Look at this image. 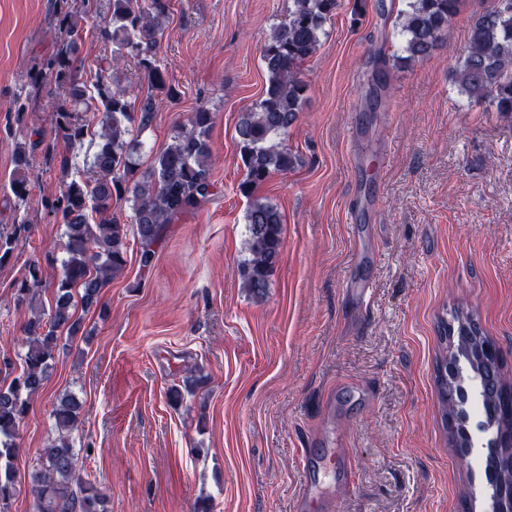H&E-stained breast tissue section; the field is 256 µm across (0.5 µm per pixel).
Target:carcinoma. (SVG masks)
<instances>
[{"label": "carcinoma", "mask_w": 512, "mask_h": 512, "mask_svg": "<svg viewBox=\"0 0 512 512\" xmlns=\"http://www.w3.org/2000/svg\"><path fill=\"white\" fill-rule=\"evenodd\" d=\"M287 16L276 26L261 52L266 83L253 107L241 114L236 127L244 178L238 185L249 201L245 224L246 252L240 266L244 288L264 295L269 276L283 246V215L278 206L254 196L272 175L294 168L297 157L284 144L297 122L308 89L300 66L321 46L324 25L338 7V0H291ZM463 0H407L398 14L405 37L406 60L431 56L438 35L448 28ZM101 0H54L52 21L58 30L56 50L40 59L28 74L26 98L39 96L51 85L57 96L50 115L54 139L81 143L90 122L99 126L88 176L64 183L59 191L41 197L46 215L65 226V258L55 281L54 306L45 312L31 307L46 276L31 263L16 282L17 301L30 305L24 323L25 351L22 373L0 387V512L13 504L17 494L14 459L16 439L29 411V399L43 386L50 361L63 338H76L82 323L76 317L73 291L86 308L100 302L102 289L126 266L128 233L139 245L143 264L151 262L155 246L166 227L211 195L212 159L209 133L214 113L204 107L190 113L177 127L171 142L153 156L147 168L137 158L139 137L152 126L158 103L148 94L134 98V90L114 77L120 62L137 60L148 86L172 98L157 50L162 25L170 14V0H108L110 19L99 35L112 43V54L97 60L95 83L84 79L79 58L78 23L98 12ZM459 91L470 99L486 98L498 112H512V0L479 15L472 23L465 53L452 72ZM50 162L67 175L73 158L47 146ZM9 189L14 204L25 203L35 187L31 151L18 141ZM130 204V223L112 213L113 200ZM29 232L20 220L0 231V265L11 257L15 243ZM473 317L455 318L456 334L442 323V355L437 363V386L445 420H459V383L448 372V359L464 356L481 389V406L488 424L506 426L505 410L512 406V383L501 363H487L482 348L488 337L479 332L460 334ZM80 405L72 395L61 397L51 416L57 437L43 449L40 463L29 474L35 512H104L105 497L93 482L80 476L82 462L70 435L78 427ZM484 473L501 483H512V447L491 448L484 459Z\"/></svg>", "instance_id": "obj_1"}]
</instances>
